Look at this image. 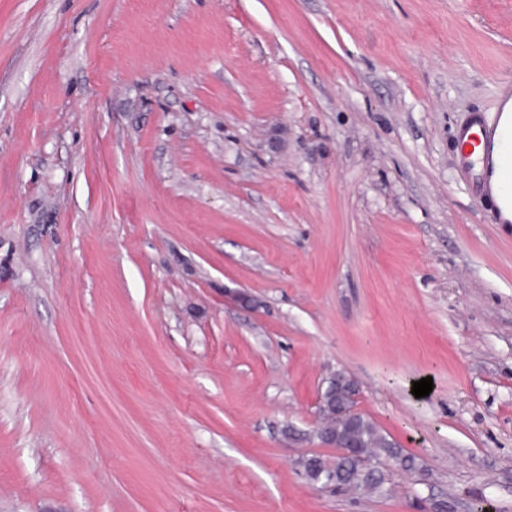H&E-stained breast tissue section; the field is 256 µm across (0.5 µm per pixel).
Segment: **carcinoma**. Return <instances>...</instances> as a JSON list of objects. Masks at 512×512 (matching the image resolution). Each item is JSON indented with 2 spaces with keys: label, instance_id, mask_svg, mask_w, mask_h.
<instances>
[{
  "label": "carcinoma",
  "instance_id": "1",
  "mask_svg": "<svg viewBox=\"0 0 512 512\" xmlns=\"http://www.w3.org/2000/svg\"><path fill=\"white\" fill-rule=\"evenodd\" d=\"M326 427L353 441L357 448L354 452L379 463V466L364 473L354 470L346 457L336 461V487L362 490L369 493H382L395 471L412 473L417 469L415 457L404 452L381 433L377 426L364 416L353 423H345L334 418L326 422Z\"/></svg>",
  "mask_w": 512,
  "mask_h": 512
}]
</instances>
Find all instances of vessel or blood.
Returning a JSON list of instances; mask_svg holds the SVG:
<instances>
[{"mask_svg": "<svg viewBox=\"0 0 512 512\" xmlns=\"http://www.w3.org/2000/svg\"><path fill=\"white\" fill-rule=\"evenodd\" d=\"M458 171L490 205L493 223L512 224V90L494 117L471 113L458 132Z\"/></svg>", "mask_w": 512, "mask_h": 512, "instance_id": "vessel-or-blood-1", "label": "vessel or blood"}]
</instances>
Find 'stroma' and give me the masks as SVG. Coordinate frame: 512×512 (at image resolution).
I'll return each instance as SVG.
<instances>
[{"mask_svg": "<svg viewBox=\"0 0 512 512\" xmlns=\"http://www.w3.org/2000/svg\"><path fill=\"white\" fill-rule=\"evenodd\" d=\"M508 83L512 0H0V512H512ZM334 370L384 494L294 464ZM474 128L479 129L475 143ZM458 144L456 168L487 200L493 223L512 224V86L500 98L492 120L483 112L469 115L458 132Z\"/></svg>", "mask_w": 512, "mask_h": 512, "instance_id": "obj_1", "label": "stroma"}]
</instances>
